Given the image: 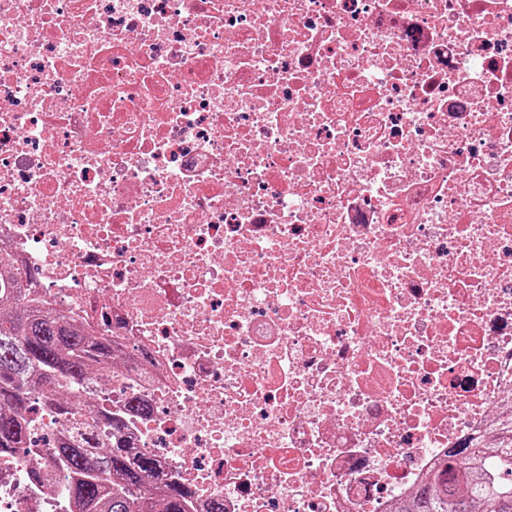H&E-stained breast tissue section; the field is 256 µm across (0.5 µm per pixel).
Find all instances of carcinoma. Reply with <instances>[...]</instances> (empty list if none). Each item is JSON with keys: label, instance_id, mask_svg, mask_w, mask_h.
<instances>
[{"label": "carcinoma", "instance_id": "obj_1", "mask_svg": "<svg viewBox=\"0 0 512 512\" xmlns=\"http://www.w3.org/2000/svg\"><path fill=\"white\" fill-rule=\"evenodd\" d=\"M93 366L110 375L112 340L90 335L34 295L24 269L0 253V456L27 448L34 436L28 412L40 402L82 421V431L50 449V463L31 471L39 484L63 481L70 512H190L178 482L128 446L112 412L83 399L80 384ZM494 430V440L445 455L392 512H512V399Z\"/></svg>", "mask_w": 512, "mask_h": 512}]
</instances>
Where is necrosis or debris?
Segmentation results:
<instances>
[{"label":"necrosis or debris","instance_id":"necrosis-or-debris-1","mask_svg":"<svg viewBox=\"0 0 512 512\" xmlns=\"http://www.w3.org/2000/svg\"><path fill=\"white\" fill-rule=\"evenodd\" d=\"M0 246L196 512H390L512 397V0H0Z\"/></svg>","mask_w":512,"mask_h":512}]
</instances>
